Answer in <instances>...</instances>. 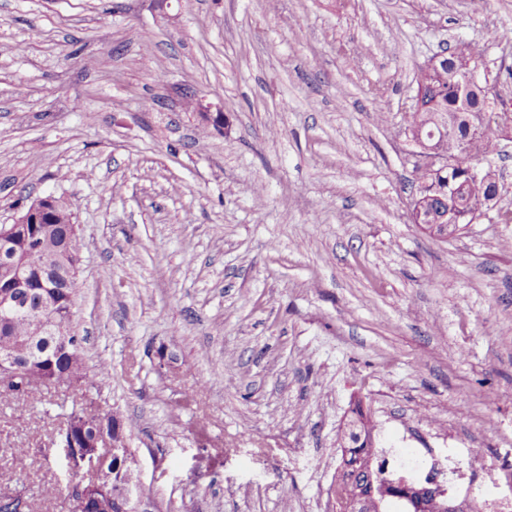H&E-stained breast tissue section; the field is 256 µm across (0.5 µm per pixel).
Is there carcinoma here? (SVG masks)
<instances>
[{
	"mask_svg": "<svg viewBox=\"0 0 512 512\" xmlns=\"http://www.w3.org/2000/svg\"><path fill=\"white\" fill-rule=\"evenodd\" d=\"M466 54L471 66H476L482 56L481 49L465 41H459L444 57V63L438 68L427 71L419 69L415 83L425 103L429 104L422 112L406 110L403 118L405 128L422 129L423 134L431 131L436 135L427 139L428 147L447 158L458 153L459 144L470 139L468 118L483 115L491 110L495 102L479 90L470 92L466 97L458 95L456 88L448 83V69L461 67L460 54ZM500 130L486 126L483 137L472 141V152L476 156H487L493 148ZM430 188L421 196L419 204L428 216V224L442 225V217L448 212V204L459 203L462 209L459 215L463 219L458 224L447 225L448 235L456 234V228L471 223L465 206L472 203L482 204L495 198L499 187L495 171L486 167L478 180L468 181L459 167H449L436 177H428ZM71 210L62 205L45 216L43 224H0V233H8L11 239L9 248L0 243V269L6 263L24 264L30 269L45 267L46 279L29 291L11 296L9 304L3 306L1 294L7 292L0 278V355L6 354L12 359V369L6 378L18 379L21 387L12 389L4 385L0 370V401L22 398L28 401L46 400L43 389L57 385L72 386L81 395L71 400V404H58L62 410L63 421L56 434L61 440L68 438L82 448L92 447L98 440L99 427L92 423L83 433L67 429L68 422L81 419L87 414H98L106 421L107 430L112 426L124 427L121 417L111 410H101L95 402L86 398V393L97 388L109 374L106 363L91 369L85 363L82 344L65 342L60 328L70 324L75 316L78 289L66 288L57 281V272L67 266H82L84 240L79 228L71 223ZM46 304L44 311L48 321L47 331L31 336V310ZM374 427H366L360 419L347 423L343 437L344 451L341 452L340 466L354 477V481L343 489L346 496L362 491L361 469L371 464L377 453L374 448ZM88 497L94 502L93 512H121L119 504L124 502L122 490L110 482L82 485L77 499Z\"/></svg>",
	"mask_w": 512,
	"mask_h": 512,
	"instance_id": "cac0c4a2",
	"label": "carcinoma"
}]
</instances>
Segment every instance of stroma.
<instances>
[{
    "instance_id": "35a3bbf8",
    "label": "stroma",
    "mask_w": 512,
    "mask_h": 512,
    "mask_svg": "<svg viewBox=\"0 0 512 512\" xmlns=\"http://www.w3.org/2000/svg\"><path fill=\"white\" fill-rule=\"evenodd\" d=\"M512 0H0V224L61 197L75 329L160 512H336L362 400L383 452L512 495ZM483 46L499 192L460 234L408 219L419 66ZM230 112L224 135L187 96ZM191 392L194 409L171 408ZM0 401V488L67 512L58 404ZM28 450L17 465L14 450Z\"/></svg>"
}]
</instances>
